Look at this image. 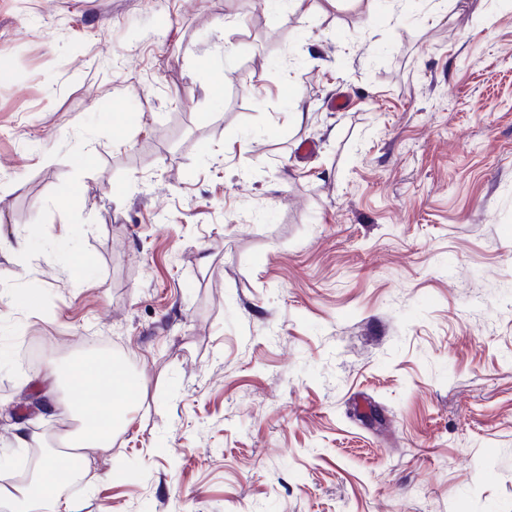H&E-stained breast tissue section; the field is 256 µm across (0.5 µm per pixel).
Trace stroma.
<instances>
[{
    "instance_id": "stroma-1",
    "label": "stroma",
    "mask_w": 512,
    "mask_h": 512,
    "mask_svg": "<svg viewBox=\"0 0 512 512\" xmlns=\"http://www.w3.org/2000/svg\"><path fill=\"white\" fill-rule=\"evenodd\" d=\"M308 5L0 0V477L107 343L82 512H512V0Z\"/></svg>"
}]
</instances>
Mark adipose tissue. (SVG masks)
Segmentation results:
<instances>
[{
    "label": "adipose tissue",
    "mask_w": 512,
    "mask_h": 512,
    "mask_svg": "<svg viewBox=\"0 0 512 512\" xmlns=\"http://www.w3.org/2000/svg\"><path fill=\"white\" fill-rule=\"evenodd\" d=\"M63 376L72 391L69 406L80 415V428L69 436L77 453L65 460L44 457L38 480L26 487L0 484V505L8 512H80L76 502L61 499L55 472L65 465L72 472L89 474L90 455L111 447L141 389L140 377L122 366L102 368L93 355L71 358Z\"/></svg>",
    "instance_id": "adipose-tissue-1"
}]
</instances>
